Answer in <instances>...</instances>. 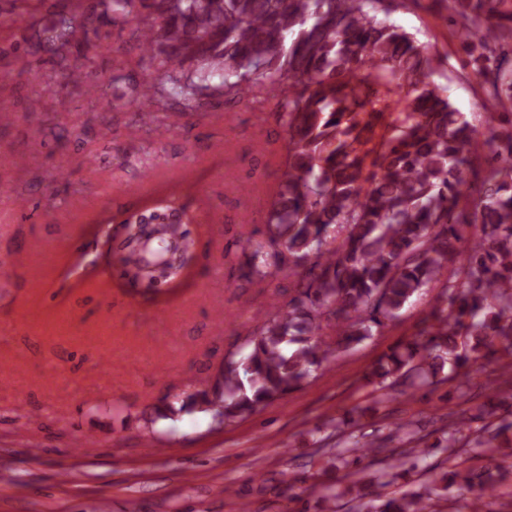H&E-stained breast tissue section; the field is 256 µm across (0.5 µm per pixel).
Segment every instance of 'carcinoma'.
<instances>
[{"mask_svg":"<svg viewBox=\"0 0 512 512\" xmlns=\"http://www.w3.org/2000/svg\"><path fill=\"white\" fill-rule=\"evenodd\" d=\"M10 0L0 27L46 11L54 59L25 60L19 75L56 77L77 92L95 77L112 29L138 35V63L158 75L128 82L125 62L112 59L114 84L131 95L204 106L211 90L226 102L264 111L276 102L287 128L284 170L265 221L266 242L242 249V277L259 288L282 270L279 247L298 277L285 306H272L246 338L241 357L225 358L213 385L181 410L217 409L224 424L242 419L301 386L339 353L397 318L421 291L441 284L438 305L413 339L395 345L368 375L388 400L397 382L430 392L454 383L467 394L469 375L495 363L512 371V0H448L472 74L496 108L488 133L472 126L427 81L434 55L402 27L378 18L384 0ZM219 84L214 85V78ZM173 225L153 229L142 247L125 252L126 268L151 275L165 258ZM162 244L154 251L152 242ZM452 271L447 280L445 272ZM490 403L448 423L433 448L448 469L425 464L421 426L394 425L406 449L366 478L361 458L383 451L352 430L355 408L333 425L336 479L319 499L345 502L348 512H423L455 487L474 505L496 493L507 475L494 464L512 455V421ZM484 425L472 429L471 423ZM487 464L478 468L471 460ZM429 475L424 491L389 487L412 473Z\"/></svg>","mask_w":512,"mask_h":512,"instance_id":"carcinoma-1","label":"carcinoma"}]
</instances>
